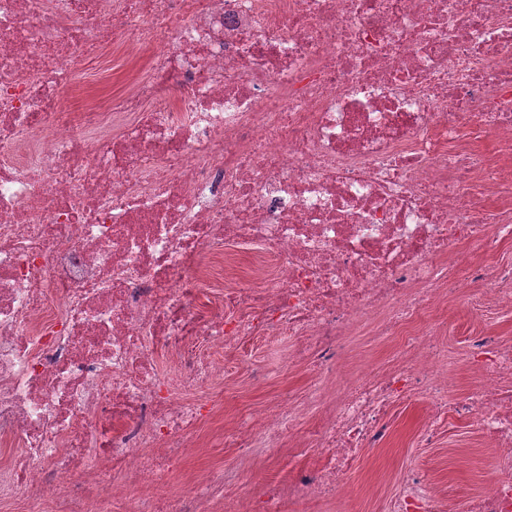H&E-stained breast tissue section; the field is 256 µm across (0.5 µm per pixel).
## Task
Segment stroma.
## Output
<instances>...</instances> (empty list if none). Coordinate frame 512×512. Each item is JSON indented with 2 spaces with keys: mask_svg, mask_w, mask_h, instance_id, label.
I'll list each match as a JSON object with an SVG mask.
<instances>
[{
  "mask_svg": "<svg viewBox=\"0 0 512 512\" xmlns=\"http://www.w3.org/2000/svg\"><path fill=\"white\" fill-rule=\"evenodd\" d=\"M140 67V61L125 59L118 52L97 60L87 82L75 90L70 100L72 108L85 109L87 104L122 90ZM444 316L449 331L448 400L453 403L471 380L466 369L469 337L489 333L512 342V309H492L477 315L470 313L462 299L454 297ZM241 346L242 354L225 371L223 382L208 392L213 414L198 425V446L184 456L169 492H182L209 471L229 465L235 478L225 483L224 498L244 501L288 466V451L284 448H261L243 454L215 444L225 424L257 417L283 394L304 396L310 382V371L292 361L290 342H263L246 336ZM393 351L392 342L364 332L344 345L341 363L351 371L366 360L384 365ZM426 405V398L416 395L390 407L387 421L391 433L385 446L361 451L336 502L311 499L301 504L288 503L284 512H386L387 501L398 490L404 472L414 466L430 473L441 496L463 495L477 489L492 471L494 456L489 443L466 419L453 413L437 439L426 442L421 436Z\"/></svg>",
  "mask_w": 512,
  "mask_h": 512,
  "instance_id": "obj_1",
  "label": "stroma"
}]
</instances>
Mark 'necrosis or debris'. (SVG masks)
Returning a JSON list of instances; mask_svg holds the SVG:
<instances>
[{"label":"necrosis or debris","mask_w":512,"mask_h":512,"mask_svg":"<svg viewBox=\"0 0 512 512\" xmlns=\"http://www.w3.org/2000/svg\"><path fill=\"white\" fill-rule=\"evenodd\" d=\"M146 53L129 86L64 103L89 59ZM512 0H0V497L27 512H224L223 474L167 494L244 336L288 338L335 398L307 431L285 400L229 448H316L244 512L331 500L398 400L433 438L457 412L496 450L472 496L408 471L387 512H512V343L470 338L456 404L446 349L411 323L463 290L512 307ZM243 248L270 271L242 286ZM395 365L337 393L360 318ZM165 354L167 370L155 358ZM146 495L130 499L127 482ZM467 250L475 260L480 262L507 263L509 259L512 262V244L499 245L492 252L485 251L477 245L467 246Z\"/></svg>","instance_id":"necrosis-or-debris-1"}]
</instances>
